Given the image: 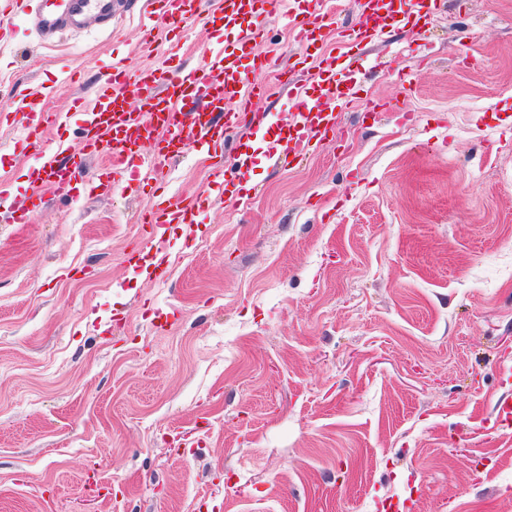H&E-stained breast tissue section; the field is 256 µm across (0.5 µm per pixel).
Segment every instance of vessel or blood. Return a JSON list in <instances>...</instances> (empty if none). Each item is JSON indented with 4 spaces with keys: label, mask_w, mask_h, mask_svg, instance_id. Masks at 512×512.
Here are the masks:
<instances>
[{
    "label": "vessel or blood",
    "mask_w": 512,
    "mask_h": 512,
    "mask_svg": "<svg viewBox=\"0 0 512 512\" xmlns=\"http://www.w3.org/2000/svg\"><path fill=\"white\" fill-rule=\"evenodd\" d=\"M438 0H368L362 19L354 30L356 37L380 39L401 23L428 22L437 9ZM325 0H215L208 11L215 28H237L241 16L256 18L253 28L238 30L236 41L225 49L213 50L200 70L165 75L161 69H148L130 75L121 62H113L98 77L93 104L81 105L83 148L81 153L59 156L44 148V130L55 123V112L41 113L38 121L25 127L31 151L40 157L33 168L30 204L22 208L17 223H26L31 210L42 204L44 191L60 196L71 195L86 167L88 157L108 151L112 154L109 170L101 172L97 185L110 191L115 175L139 173L143 159L140 148L152 144L155 164L162 167L179 157L176 143L183 131H191L196 147L207 149L216 158L231 157L234 166L249 162L250 145L240 139L227 144L226 137L249 121L270 154L287 155L302 151L311 140L328 138L336 129V105L352 98V91L342 90V78L334 60H321L313 80L318 97H311L305 86L293 80L272 86L264 75L270 63L261 51L265 24L271 13L287 16L298 43L315 40ZM196 13L188 0H152L151 25L145 26L143 43H154L153 23H163L171 34H179ZM0 16L35 25L49 37L67 26L74 17L109 20L112 0H0ZM253 61L251 74L240 70L242 58ZM285 89L295 103L292 119L285 123L269 122L265 113L254 110L255 100L269 96L274 89ZM205 198L191 202L169 199L163 208L152 211L148 221L150 235H158L171 224L192 226Z\"/></svg>",
    "instance_id": "obj_1"
}]
</instances>
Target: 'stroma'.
I'll return each mask as SVG.
<instances>
[{"label":"stroma","instance_id":"1","mask_svg":"<svg viewBox=\"0 0 512 512\" xmlns=\"http://www.w3.org/2000/svg\"><path fill=\"white\" fill-rule=\"evenodd\" d=\"M118 2L108 30L0 40V512H512V0L353 48L361 2L333 0L322 49L357 92L304 157L256 144L218 187L189 144L14 223L35 108L153 63L147 0ZM234 38L202 14L156 48L190 70ZM262 48L299 53L275 17ZM157 186L209 198L163 284L127 261Z\"/></svg>","mask_w":512,"mask_h":512}]
</instances>
